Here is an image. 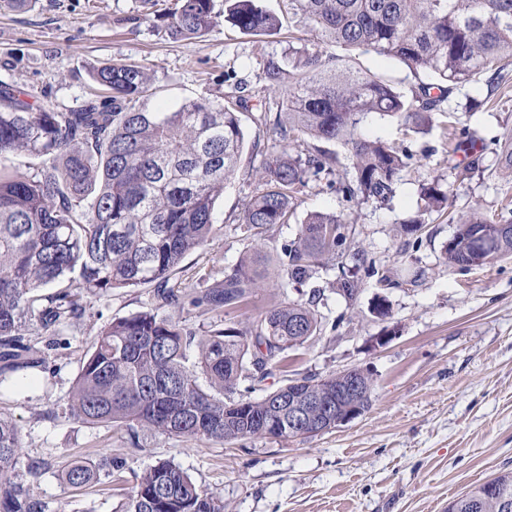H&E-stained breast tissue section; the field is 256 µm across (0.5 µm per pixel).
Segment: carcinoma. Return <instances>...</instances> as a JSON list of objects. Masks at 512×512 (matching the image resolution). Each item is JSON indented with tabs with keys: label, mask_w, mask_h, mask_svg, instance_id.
Instances as JSON below:
<instances>
[{
	"label": "carcinoma",
	"mask_w": 512,
	"mask_h": 512,
	"mask_svg": "<svg viewBox=\"0 0 512 512\" xmlns=\"http://www.w3.org/2000/svg\"><path fill=\"white\" fill-rule=\"evenodd\" d=\"M298 22L338 46L389 57L416 79L404 91L382 74L353 67L339 55H323L288 41L280 56L264 59V91L278 96L280 110L261 102L258 120L272 126L280 149L262 164V175L241 217L255 244L213 283L190 285L177 294L170 274L202 247L215 227V204L236 174L244 148L239 113L248 109L242 83L219 102L209 97L183 101L171 112H152L147 72L135 64L104 63L93 68L95 85L75 109L55 110L37 96L0 82V157L24 154L30 172L0 171V385L6 373L29 364L24 336L36 322L39 335H58L59 326L82 314L81 293L106 295L114 289L152 285L164 305L176 304L217 315L241 309L259 287L262 235L294 216L312 181L348 201L383 207L396 193L401 173L414 154L362 133L372 114L399 119L414 133L425 132L436 114L448 112L457 87L485 79V100L456 104L475 112L509 86L512 74V0H288ZM224 21L260 38L281 27L257 0H224ZM217 23L214 0H179L164 32L175 40L198 38ZM426 75L427 79L420 78ZM341 145L350 171L333 178L339 156L307 139ZM484 143L468 131L455 150L472 153L464 172L480 166ZM422 215L448 208V191L437 176L419 186ZM490 236L478 251L481 231ZM348 217L310 212L294 237L280 245L277 259L290 284H303L334 260L351 266L332 283L347 301L362 292L375 261L353 242ZM445 259L461 271L512 256V220L473 217L457 225L444 247ZM53 288L51 294L43 289ZM321 291L307 301L281 302L248 319L242 329L214 322L196 338L150 309L112 320L83 361L69 400V414L88 424L112 423L131 431L146 427L168 436L229 442L266 436L281 428L291 438L288 415L274 407L276 391L253 393L276 375L290 379L291 358L321 333ZM197 343L198 382L187 349ZM308 396L331 407L370 406L373 379L366 376L354 395L336 399L339 375L315 382L304 375ZM17 425L0 417V512H45L12 480L20 457ZM100 465L75 460L65 481L82 487L97 480ZM495 487L512 499V471L463 492L448 512H502ZM125 512H224L214 498L169 461L140 476Z\"/></svg>",
	"instance_id": "cac0c4a2"
}]
</instances>
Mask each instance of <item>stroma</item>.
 Segmentation results:
<instances>
[{
	"label": "stroma",
	"mask_w": 512,
	"mask_h": 512,
	"mask_svg": "<svg viewBox=\"0 0 512 512\" xmlns=\"http://www.w3.org/2000/svg\"><path fill=\"white\" fill-rule=\"evenodd\" d=\"M177 4L35 0L26 10H0V81L35 91L44 106L74 108L88 96L94 66L132 62L151 76L149 109L162 112L201 95L223 99L230 76L263 97L262 58L282 54L289 37L328 54L336 50L311 27L297 26L288 0H260L283 21L262 41L221 21L200 38L173 40L162 29ZM240 119L243 154L216 203L215 231L186 255L170 285L194 284L205 273L221 279L251 245L241 216L272 141L254 113ZM455 120L457 129L476 130L487 142L480 168L467 176L457 170L468 158L461 151L449 154L441 121L429 133L409 136L400 121L375 116L365 126L368 133L431 152L402 172L391 207H352L316 184L302 195L298 216L349 215L356 245L376 262V276L366 280L354 305L329 289L336 266L286 291L280 288L283 272L273 267L246 309L224 316L225 326L241 328L282 296L304 300L321 290L323 330L298 350L293 368L320 377L349 368L369 371L374 393L366 412L314 436L224 444L143 428L134 442L126 429L76 420L67 404L97 334L113 319L156 303L149 286L87 293L81 317L61 326L58 346L46 349L41 337H32L46 363L25 370L30 385L0 390V416L17 424L22 439L14 481L45 512H123L137 475L167 460L219 498L224 512H441L471 486L512 470V258L467 271L443 258L454 218L497 215L512 201V172L498 163V141L512 134V90L493 109L459 112ZM433 176L449 186L452 214L431 215L416 248L402 226L421 207L420 183ZM381 298L389 308L385 317L374 312ZM75 458L101 464L98 482L74 488L62 481ZM33 461L43 467L40 477L28 472Z\"/></svg>",
	"instance_id": "1"
}]
</instances>
